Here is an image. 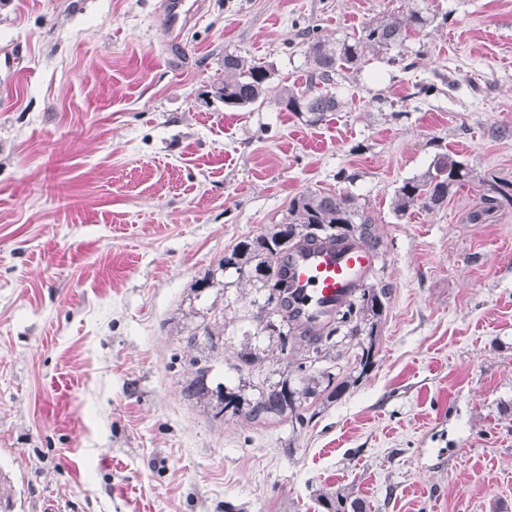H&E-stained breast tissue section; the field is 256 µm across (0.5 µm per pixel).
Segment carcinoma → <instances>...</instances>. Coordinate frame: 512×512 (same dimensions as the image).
Segmentation results:
<instances>
[{"instance_id": "1", "label": "carcinoma", "mask_w": 512, "mask_h": 512, "mask_svg": "<svg viewBox=\"0 0 512 512\" xmlns=\"http://www.w3.org/2000/svg\"><path fill=\"white\" fill-rule=\"evenodd\" d=\"M434 17L428 6H415L407 10L398 8L367 22L358 36L344 39L331 45L319 38L309 42L307 58L309 64V89L313 93L299 91L286 85L279 87L278 101L288 111L309 114L308 122L317 123L324 113L335 112L340 107L336 93L332 92L334 77L343 69L359 64L365 48L389 51L399 48L412 32H420L432 24ZM274 72L271 68L235 53L224 54V77L213 83V97L228 108H244L264 103L272 91ZM470 182V170L463 163L441 155L423 174L408 179L395 192L394 209L403 215L411 209L427 212L439 210L448 202L453 190ZM484 207L472 216L479 221L500 208L512 207V182L491 179L484 181ZM341 243L355 241L371 249L377 241L371 231L369 218L360 213L355 199L350 195L306 191L293 197L288 205V221L277 225L271 233H261L235 245L224 255L219 268L235 269L238 278L251 281L263 277L265 284L272 285L284 273L288 256L309 245L324 241ZM389 288L373 283H363L355 289L353 297L323 323L310 326L301 322L288 303H281V323L288 332L317 348L324 338L338 335L359 336L362 332L373 335L374 328L385 309L384 299ZM193 375L182 386V394L190 400L205 399L217 394V414L228 408L237 413L246 410L253 420L270 414L290 412L296 420H303L302 400L315 395L311 386L316 377L307 378L300 390L287 382L278 383L262 392L254 401H245L235 392H226L221 386L211 389L207 382L210 366L194 359ZM319 503L328 512H363L358 499L347 500L344 495L331 498L323 495Z\"/></svg>"}]
</instances>
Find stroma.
Listing matches in <instances>:
<instances>
[{"mask_svg":"<svg viewBox=\"0 0 512 512\" xmlns=\"http://www.w3.org/2000/svg\"><path fill=\"white\" fill-rule=\"evenodd\" d=\"M0 0V493L10 512H512V0H426L401 60L365 52L309 124L211 94L236 53L304 89L308 37L406 0ZM472 172L394 210L439 155ZM354 196L390 295L373 336L289 414L216 415L192 361L256 399L299 386L305 344L259 318L268 288L218 263L307 191ZM217 284L202 287L204 277ZM215 327L218 346L200 335ZM373 364L360 366L363 348ZM483 200L485 206L472 216L473 220L480 221L493 211L506 206L512 207V182L499 181L494 178L484 181ZM202 359H193L192 364L197 366L193 375L187 379L182 386V394L190 400L205 399L213 395V390L209 387L207 376L211 366H200Z\"/></svg>","mask_w":512,"mask_h":512,"instance_id":"35a3bbf8","label":"stroma"}]
</instances>
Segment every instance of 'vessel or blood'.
I'll return each mask as SVG.
<instances>
[{
  "label": "vessel or blood",
  "mask_w": 512,
  "mask_h": 512,
  "mask_svg": "<svg viewBox=\"0 0 512 512\" xmlns=\"http://www.w3.org/2000/svg\"><path fill=\"white\" fill-rule=\"evenodd\" d=\"M374 255L351 243H325L302 251L289 259L286 273L298 301L301 321L315 324L323 312L351 296L359 280L372 269Z\"/></svg>",
  "instance_id": "1"
}]
</instances>
